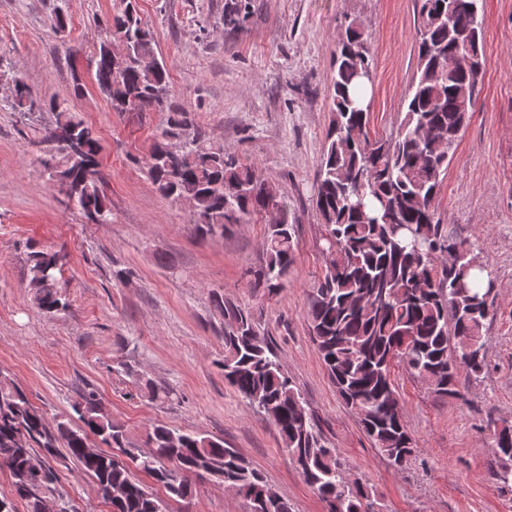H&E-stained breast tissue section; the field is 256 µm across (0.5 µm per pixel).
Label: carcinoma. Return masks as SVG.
Instances as JSON below:
<instances>
[{
	"instance_id": "carcinoma-1",
	"label": "carcinoma",
	"mask_w": 512,
	"mask_h": 512,
	"mask_svg": "<svg viewBox=\"0 0 512 512\" xmlns=\"http://www.w3.org/2000/svg\"><path fill=\"white\" fill-rule=\"evenodd\" d=\"M412 38L417 67L400 124L387 138L370 136L369 108L360 105L373 67L363 24L345 17L328 93V125L317 179L315 208L330 260L309 297V332L345 406L388 464L407 469L414 456L391 373L394 363L439 396L457 395L461 375L480 374L485 357L487 297L494 282L472 286V272L486 270L472 245L448 232L435 198L460 133L477 98L484 65V0H417ZM250 3L224 9V25L235 29ZM111 28L130 41V57L111 67L108 40L93 57L99 93L115 112H165L145 170L163 197L192 201L195 230L224 233L226 224H247L272 203L280 219L267 225L265 265L253 287L275 292L294 264V224L288 203L252 164L211 141L172 100L169 68L157 57L155 40L130 0L112 17ZM8 106L14 112L49 111L54 120L38 131L35 145L48 154L49 178L84 216L107 222L101 146L94 130L65 101L38 96L17 78ZM68 255L33 244L27 256L33 305L45 314L68 308L60 284ZM222 319L224 379L276 428L291 461L328 512H384L372 490L352 479L314 414L285 373L251 311L213 294ZM469 339L467 349L458 337ZM75 416L47 420L25 391L0 374V471L11 494L0 496V512H72L56 494L55 464L66 458L93 479L111 512H170V502L191 494L190 478L212 481L243 496L249 512H292L291 505L236 450L207 434L156 425L147 434L150 451L128 444L99 394L89 389L72 405ZM98 438L120 454L86 451ZM126 459H121V456ZM148 475L166 497L144 487ZM490 476L512 484V423L494 428Z\"/></svg>"
}]
</instances>
